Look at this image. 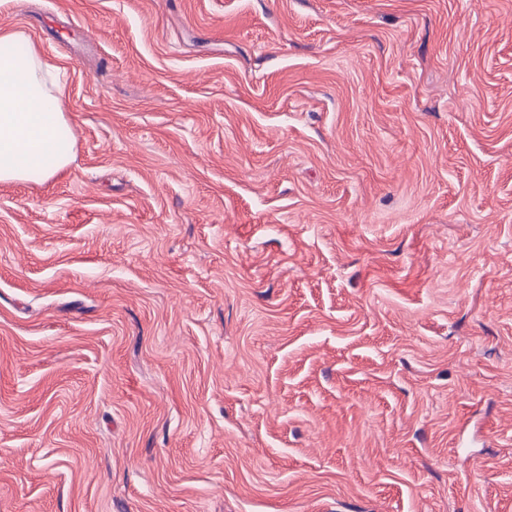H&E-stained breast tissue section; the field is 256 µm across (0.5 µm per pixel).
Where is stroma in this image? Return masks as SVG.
Returning a JSON list of instances; mask_svg holds the SVG:
<instances>
[{
    "label": "stroma",
    "mask_w": 512,
    "mask_h": 512,
    "mask_svg": "<svg viewBox=\"0 0 512 512\" xmlns=\"http://www.w3.org/2000/svg\"><path fill=\"white\" fill-rule=\"evenodd\" d=\"M75 143L0 183V512H512V0H0Z\"/></svg>",
    "instance_id": "35a3bbf8"
}]
</instances>
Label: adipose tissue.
Instances as JSON below:
<instances>
[{
	"instance_id": "ef3b65f1",
	"label": "adipose tissue",
	"mask_w": 512,
	"mask_h": 512,
	"mask_svg": "<svg viewBox=\"0 0 512 512\" xmlns=\"http://www.w3.org/2000/svg\"><path fill=\"white\" fill-rule=\"evenodd\" d=\"M18 32L0 33V183L45 181L65 169L74 140L62 85L35 45L18 53Z\"/></svg>"
}]
</instances>
